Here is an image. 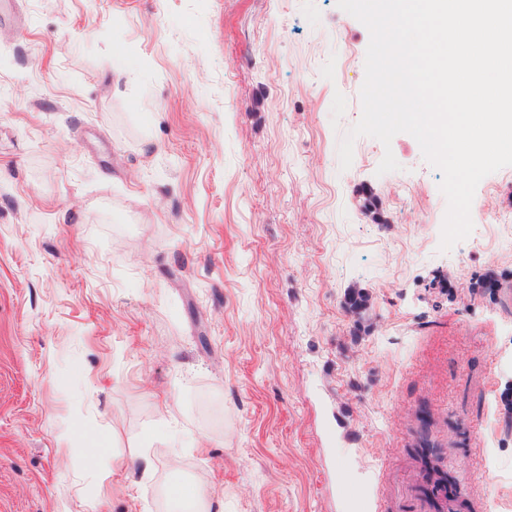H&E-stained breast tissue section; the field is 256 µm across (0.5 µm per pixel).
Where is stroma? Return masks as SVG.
I'll list each match as a JSON object with an SVG mask.
<instances>
[{
  "mask_svg": "<svg viewBox=\"0 0 512 512\" xmlns=\"http://www.w3.org/2000/svg\"><path fill=\"white\" fill-rule=\"evenodd\" d=\"M369 40L336 0H11L0 512L198 478L209 512H384L428 457L512 512V227L441 251L410 134L341 169Z\"/></svg>",
  "mask_w": 512,
  "mask_h": 512,
  "instance_id": "35a3bbf8",
  "label": "stroma"
}]
</instances>
